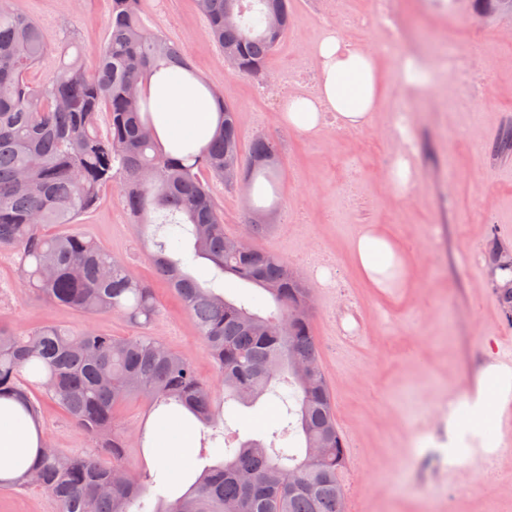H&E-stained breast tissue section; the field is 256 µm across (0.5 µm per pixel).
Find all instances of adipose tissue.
<instances>
[{
	"instance_id": "ef3b65f1",
	"label": "adipose tissue",
	"mask_w": 512,
	"mask_h": 512,
	"mask_svg": "<svg viewBox=\"0 0 512 512\" xmlns=\"http://www.w3.org/2000/svg\"><path fill=\"white\" fill-rule=\"evenodd\" d=\"M316 66L313 91L294 93L282 104L280 118L290 130L318 135L335 118L346 130L366 128L380 88L374 54L365 45L347 40L333 27L325 28L311 46ZM150 116L161 146L173 153L196 152L213 136L220 112L208 87L183 70L153 72L144 88ZM359 268L376 287H385L403 264L404 252L376 225L363 227L352 244ZM512 402V367L489 364L474 398L464 403L462 416L449 420V447L467 445L469 429L490 422ZM147 465L165 469L175 491L193 481L183 470L187 456L200 448L197 422L189 416L177 419L153 414L146 424ZM43 432L22 406L0 398V485H9L42 451Z\"/></svg>"
}]
</instances>
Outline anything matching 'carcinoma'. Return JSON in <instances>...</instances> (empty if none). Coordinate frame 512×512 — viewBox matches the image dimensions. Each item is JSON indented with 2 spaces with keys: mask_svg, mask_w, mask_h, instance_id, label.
Wrapping results in <instances>:
<instances>
[{
  "mask_svg": "<svg viewBox=\"0 0 512 512\" xmlns=\"http://www.w3.org/2000/svg\"><path fill=\"white\" fill-rule=\"evenodd\" d=\"M231 71L259 76L291 26V0H196ZM141 0H112L108 40L92 66L69 46H51L32 17L0 4V250L14 253L23 286L40 301L88 316L116 314L140 328L115 337L93 326L31 331L0 322V397L39 415L37 397L67 413L103 449L50 447L13 484L45 490L56 512H343L339 474L346 448L336 423L312 328L313 293L293 267L253 243L237 248L201 173L248 194L274 186L278 142L240 150L237 109L216 98L222 119L196 154L163 151L141 118L139 87L157 68L190 70L184 45L147 29ZM42 70L35 81L30 74ZM106 116L107 131L98 129ZM152 245L156 274L174 289L208 349L216 381L149 332L153 289L89 234L74 227L107 184ZM50 224L73 228L48 234ZM492 272L512 274L494 247ZM253 289L242 297L226 291ZM512 319V278L495 282ZM272 393L293 420L241 437L227 418ZM133 398L150 410L183 408L209 429L187 467L194 484L168 500L165 474L124 463L130 442L117 409ZM302 482L288 489V478Z\"/></svg>",
  "mask_w": 512,
  "mask_h": 512,
  "instance_id": "1",
  "label": "carcinoma"
}]
</instances>
